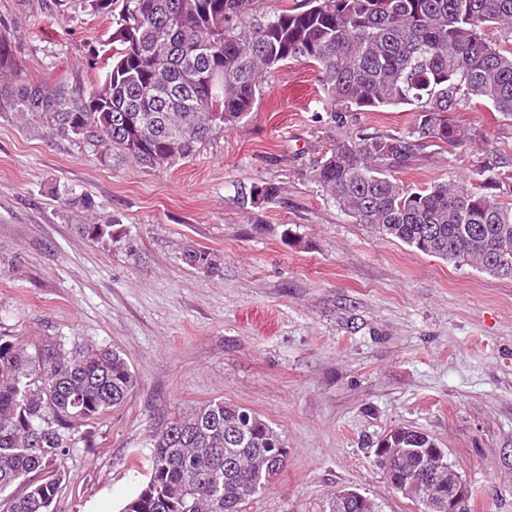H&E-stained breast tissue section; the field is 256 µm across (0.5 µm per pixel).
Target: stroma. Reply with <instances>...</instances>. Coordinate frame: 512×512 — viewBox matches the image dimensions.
Listing matches in <instances>:
<instances>
[{
    "label": "stroma",
    "instance_id": "stroma-1",
    "mask_svg": "<svg viewBox=\"0 0 512 512\" xmlns=\"http://www.w3.org/2000/svg\"><path fill=\"white\" fill-rule=\"evenodd\" d=\"M112 18L79 0H0V39L24 79L87 95V59ZM323 105L310 64L266 75L252 112L167 168L113 164L0 109V336L35 351L116 347L125 403L71 449L54 512H119L147 481L151 439L211 400L249 409L283 439V471L245 512H330L338 491L378 512H419L392 490L377 440L413 426L448 451L471 512H512V279L424 255L341 212L314 181ZM464 128L512 147V121L462 105ZM413 116L352 112L345 131L392 134ZM479 156L428 148L394 176L462 182ZM280 187L247 201L252 186ZM89 196L125 247L80 236ZM204 249V274L184 261Z\"/></svg>",
    "mask_w": 512,
    "mask_h": 512
}]
</instances>
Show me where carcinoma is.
<instances>
[{
    "instance_id": "cac0c4a2",
    "label": "carcinoma",
    "mask_w": 512,
    "mask_h": 512,
    "mask_svg": "<svg viewBox=\"0 0 512 512\" xmlns=\"http://www.w3.org/2000/svg\"><path fill=\"white\" fill-rule=\"evenodd\" d=\"M122 0L112 50L94 52L104 72L88 98L63 86L23 83L6 93L12 111L31 114L49 133L76 137L105 159L165 167L252 111L262 78L288 61L315 65L326 113L324 145L312 176L359 224L417 251L512 279V181L508 154L487 150L468 180L411 187L390 175L429 147L450 154L482 139L464 132L457 107L470 104L512 121V0H305L301 8L257 17L258 0ZM18 76L0 41V75ZM407 107L411 125L395 134L336 136L347 113ZM121 116L108 128L102 113ZM255 186L250 204L278 199ZM91 242L112 246L122 225H80ZM185 263L218 269L193 249ZM136 378L117 348L49 346L31 354L0 336V512H52L66 479L60 460L87 440L80 428L124 404ZM390 448H430L434 439L398 427ZM279 434L246 408L211 400L178 412L154 435L148 481L121 512H243L286 462ZM415 454L393 460L392 479L419 469Z\"/></svg>"
}]
</instances>
